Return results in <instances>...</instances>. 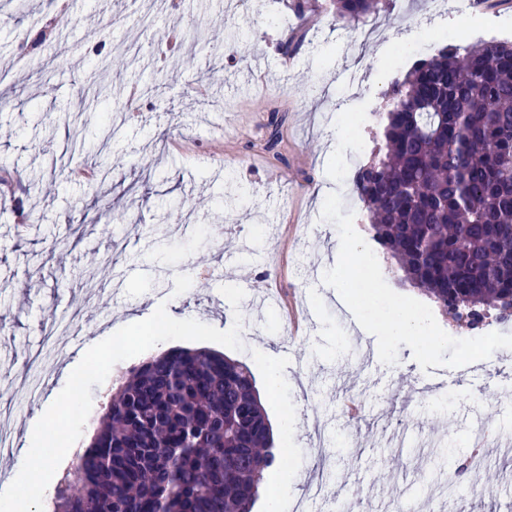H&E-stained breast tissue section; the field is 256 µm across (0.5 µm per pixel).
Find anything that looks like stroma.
I'll return each instance as SVG.
<instances>
[{"label": "stroma", "mask_w": 512, "mask_h": 512, "mask_svg": "<svg viewBox=\"0 0 512 512\" xmlns=\"http://www.w3.org/2000/svg\"><path fill=\"white\" fill-rule=\"evenodd\" d=\"M486 3L480 16L433 20L422 0H381L376 14L353 23L333 17L331 0H271L263 13L254 0H185L178 24L188 54L169 69L156 53L173 22L165 0H72L44 42L51 0H8L0 62L13 68L0 79V168L49 183L51 201L30 192L0 205V396L12 413L0 485L86 350L162 304L220 330L241 320L243 347L227 355L254 374L283 452L262 490L286 480L295 501L324 481V498L307 512H336L343 486L364 512H391L400 499L421 512H457L471 424L512 429V407L485 394L484 373L422 370L404 345L386 366L372 334L349 335L351 311L322 282L339 232L322 220L318 194L339 192L371 240L352 177L382 144L384 93L397 71L439 45L512 32V0ZM238 28L245 36L225 52L222 79L201 84L210 63L195 45ZM102 83L115 106L133 107L127 121L103 114ZM74 111L86 122L84 152L58 134ZM343 114L355 126H338ZM80 164L111 166L112 177L100 187L67 180ZM198 199L210 216L192 210ZM224 285L245 290L239 307ZM278 366L287 374L266 392ZM439 378V397H418L415 384ZM345 392L365 393L371 412L348 420ZM411 411L424 423L404 432L403 469L379 473L396 418ZM319 433L323 461L310 452Z\"/></svg>", "instance_id": "1"}]
</instances>
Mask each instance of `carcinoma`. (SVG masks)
<instances>
[{
  "mask_svg": "<svg viewBox=\"0 0 512 512\" xmlns=\"http://www.w3.org/2000/svg\"><path fill=\"white\" fill-rule=\"evenodd\" d=\"M359 22L380 0H333ZM353 180L373 238L445 308L512 311V43L445 45L392 78ZM276 462L250 368L172 348L112 392L54 512H251Z\"/></svg>",
  "mask_w": 512,
  "mask_h": 512,
  "instance_id": "cac0c4a2",
  "label": "carcinoma"
}]
</instances>
